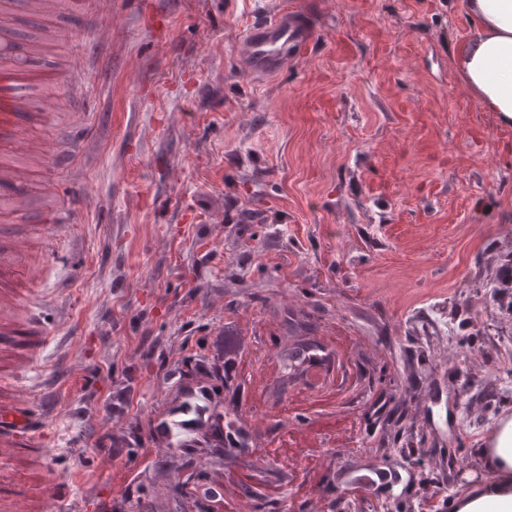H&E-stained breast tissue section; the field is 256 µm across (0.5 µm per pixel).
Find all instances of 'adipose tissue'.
Returning a JSON list of instances; mask_svg holds the SVG:
<instances>
[{"label":"adipose tissue","instance_id":"obj_1","mask_svg":"<svg viewBox=\"0 0 512 512\" xmlns=\"http://www.w3.org/2000/svg\"><path fill=\"white\" fill-rule=\"evenodd\" d=\"M468 7L477 33L458 50L456 69L482 107L512 124V0H469Z\"/></svg>","mask_w":512,"mask_h":512}]
</instances>
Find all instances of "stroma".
I'll return each instance as SVG.
<instances>
[{"mask_svg":"<svg viewBox=\"0 0 512 512\" xmlns=\"http://www.w3.org/2000/svg\"><path fill=\"white\" fill-rule=\"evenodd\" d=\"M34 17L35 68L62 73L47 170L0 225L47 266L0 329V398L35 419L0 440V512H344L345 461L381 480L360 512H419L433 484L467 499L512 423V125L479 106L457 51L467 0H114ZM314 25L275 76L239 40L283 11ZM107 23L112 43L92 31ZM94 186L96 205L83 203ZM66 223L37 230L45 214ZM351 337L362 382L319 400L281 385L290 337ZM220 401L237 442L176 448L184 387ZM380 410H373L374 400ZM360 431L348 435L346 422ZM305 448L301 466L252 454ZM310 478V494H292Z\"/></svg>","mask_w":512,"mask_h":512,"instance_id":"35a3bbf8","label":"stroma"}]
</instances>
